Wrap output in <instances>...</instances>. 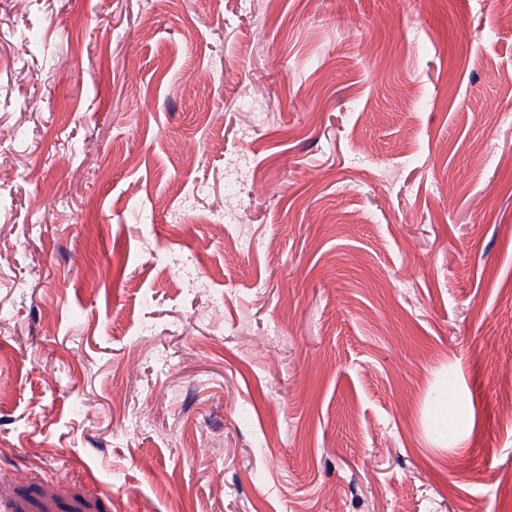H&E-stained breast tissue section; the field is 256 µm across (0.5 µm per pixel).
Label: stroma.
Returning a JSON list of instances; mask_svg holds the SVG:
<instances>
[{
  "label": "stroma",
  "mask_w": 512,
  "mask_h": 512,
  "mask_svg": "<svg viewBox=\"0 0 512 512\" xmlns=\"http://www.w3.org/2000/svg\"><path fill=\"white\" fill-rule=\"evenodd\" d=\"M510 367L512 0H0V512H512Z\"/></svg>",
  "instance_id": "obj_1"
}]
</instances>
